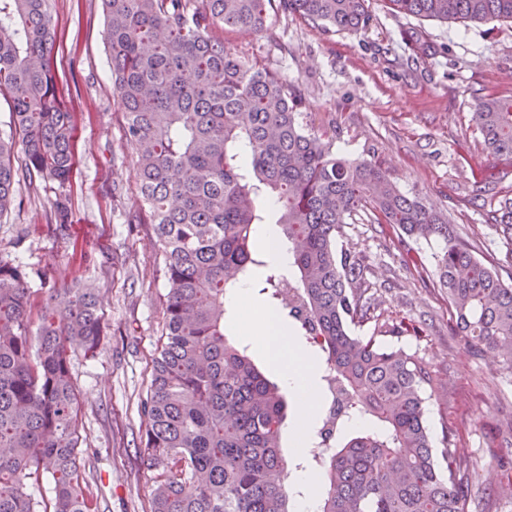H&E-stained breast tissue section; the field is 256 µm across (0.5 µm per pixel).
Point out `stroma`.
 Segmentation results:
<instances>
[{"label": "stroma", "mask_w": 512, "mask_h": 512, "mask_svg": "<svg viewBox=\"0 0 512 512\" xmlns=\"http://www.w3.org/2000/svg\"><path fill=\"white\" fill-rule=\"evenodd\" d=\"M370 25L325 32L272 11L263 31L228 29L224 44L246 63L298 87L303 127L331 142L337 156L377 163L407 196L447 214L481 261L512 283V245L490 219L512 194V162L487 157L474 117L475 97L512 92V24L420 20L368 0ZM56 39L52 54L76 124L78 169L67 189L68 235L51 222L53 188L17 185L0 218V256L25 265L33 285L80 283L98 294L104 338L96 356L68 348L77 389L80 482L89 512H146L153 474L141 463L146 421L141 402L162 334L152 225L136 224V157L124 134L112 86L102 0H46ZM421 28L446 55L411 66L400 34ZM344 247L362 259V285L377 321L412 322L395 345L433 369L426 403L434 439L450 430L469 489L466 512H512V368L468 343L456 327L437 276V241L398 227L356 221Z\"/></svg>", "instance_id": "1"}]
</instances>
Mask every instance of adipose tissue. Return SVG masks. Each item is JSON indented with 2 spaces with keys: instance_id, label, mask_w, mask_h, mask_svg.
Returning a JSON list of instances; mask_svg holds the SVG:
<instances>
[{
  "instance_id": "1",
  "label": "adipose tissue",
  "mask_w": 512,
  "mask_h": 512,
  "mask_svg": "<svg viewBox=\"0 0 512 512\" xmlns=\"http://www.w3.org/2000/svg\"><path fill=\"white\" fill-rule=\"evenodd\" d=\"M249 285L240 282L227 295L241 324L246 326L251 339L269 352L280 369V379L285 387L299 396L297 418L300 426H307L318 401V393L309 380L315 368L292 347L284 343L273 317H254L248 308Z\"/></svg>"
}]
</instances>
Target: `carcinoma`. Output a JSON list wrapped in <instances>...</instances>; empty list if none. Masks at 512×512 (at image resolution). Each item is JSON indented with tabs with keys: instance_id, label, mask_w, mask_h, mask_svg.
Listing matches in <instances>:
<instances>
[{
	"instance_id": "obj_1",
	"label": "carcinoma",
	"mask_w": 512,
	"mask_h": 512,
	"mask_svg": "<svg viewBox=\"0 0 512 512\" xmlns=\"http://www.w3.org/2000/svg\"><path fill=\"white\" fill-rule=\"evenodd\" d=\"M105 43L125 135L140 169V212L154 225L164 333L144 402L143 463L154 473L149 512H289L281 453L286 401L225 334L224 295L265 265L250 249L280 204L288 241V287L269 275L260 292L293 332L320 354L324 409L311 438L331 448L318 512H465L452 435L434 446L423 358L375 336H356L370 298L362 259L336 250L360 213L407 236L443 243L438 278L460 333L512 365V284L475 257L448 216L404 195L381 167L338 157L300 126V99L276 73L224 46V30H262L278 7L327 32L369 25L367 0H102ZM395 13L440 21L512 23V0H385ZM45 0H0V95L12 103L18 136L0 137V217L21 181L54 183L58 231L68 229L65 185L76 156L73 117L62 103ZM407 61L427 65L448 47L420 29L401 33ZM488 156L512 161V94L478 97ZM23 164L14 165L17 153ZM495 223L512 241V197ZM31 332L34 291L22 266L0 258V512H35L25 480H54L44 512H87L78 473L77 393L67 347L101 344L102 317L89 288H66ZM375 419L381 429L352 424Z\"/></svg>"
}]
</instances>
